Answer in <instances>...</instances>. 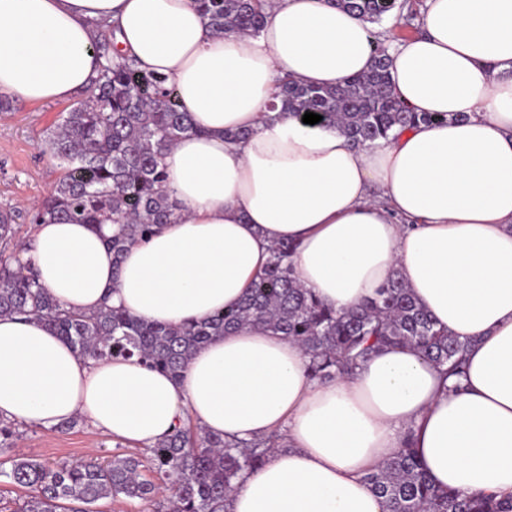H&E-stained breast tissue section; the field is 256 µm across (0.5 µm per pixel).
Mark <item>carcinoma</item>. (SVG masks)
Wrapping results in <instances>:
<instances>
[{
    "label": "carcinoma",
    "mask_w": 512,
    "mask_h": 512,
    "mask_svg": "<svg viewBox=\"0 0 512 512\" xmlns=\"http://www.w3.org/2000/svg\"><path fill=\"white\" fill-rule=\"evenodd\" d=\"M217 34L257 35L266 0H194ZM367 23H378L398 0H330ZM114 29L98 25L95 48L106 59L76 103L46 133L51 156L64 164L52 195L33 215L36 224H115L106 240L118 267L126 246L169 224L180 210L166 188L159 159L181 138L197 132L189 113L165 81L114 50ZM370 70L336 87L282 81L276 97L296 116L313 112L321 123L359 147L388 139L397 126L440 117L415 112L392 91L386 48L373 44ZM15 211L0 209V243L16 239ZM295 247L279 243L237 308L185 326L151 324L124 310L104 307L71 313L37 282L29 266L0 253V316L27 315L50 327L80 355L136 357L181 376L195 350L238 327L260 325L298 344L308 357L310 378L325 382L354 373L372 355L390 347L414 346L450 377L463 374L462 342L437 327L397 275L361 306L335 311L313 297L294 274ZM19 425L0 418V478L26 489L14 512H94L105 498L153 504V512H226L229 494L279 447V437L229 441L186 419L182 426L143 450V458L115 455L58 462L50 467L11 453ZM147 467L153 474L142 473ZM365 483L389 512H512V494L487 491L463 495L437 487L410 447L371 470Z\"/></svg>",
    "instance_id": "1"
}]
</instances>
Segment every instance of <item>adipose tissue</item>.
Segmentation results:
<instances>
[{"label": "adipose tissue", "mask_w": 512, "mask_h": 512, "mask_svg": "<svg viewBox=\"0 0 512 512\" xmlns=\"http://www.w3.org/2000/svg\"><path fill=\"white\" fill-rule=\"evenodd\" d=\"M101 23L174 85L196 131L160 160L178 216L120 267L112 224L36 225L24 256L57 303L191 324L236 307L290 242L302 287L337 311L399 274L470 341L462 388L408 346L316 382L303 350L261 326L215 337L174 379L3 316L0 416L44 428L78 416L141 448L187 417L228 440L282 435L229 512H388L363 477L407 445L441 488L512 493V0H426L422 34L388 48L389 71L404 104L441 118L367 148L271 106L279 79L332 87L369 69V24L330 0H271L256 36L214 33L193 0H0V94L86 89L104 64Z\"/></svg>", "instance_id": "ef3b65f1"}]
</instances>
